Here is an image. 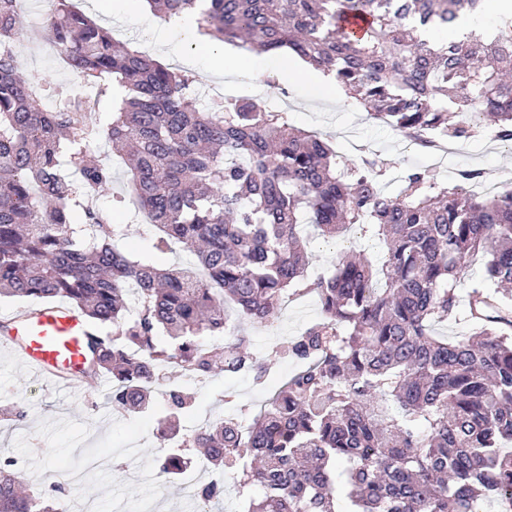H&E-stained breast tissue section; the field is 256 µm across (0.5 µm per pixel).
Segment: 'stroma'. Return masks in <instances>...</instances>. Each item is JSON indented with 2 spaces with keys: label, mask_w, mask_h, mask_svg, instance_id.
Instances as JSON below:
<instances>
[{
  "label": "stroma",
  "mask_w": 512,
  "mask_h": 512,
  "mask_svg": "<svg viewBox=\"0 0 512 512\" xmlns=\"http://www.w3.org/2000/svg\"><path fill=\"white\" fill-rule=\"evenodd\" d=\"M45 2L23 0L22 29L33 34L34 41L16 43L15 56L22 76L40 79L43 98L53 108L78 93L80 87L60 49L44 34L33 31ZM73 4L102 26L120 31L122 41L167 66H175V58L151 41L149 30L159 19L147 6L131 14L121 12L118 0H73ZM269 84L270 91L260 96L251 73L210 82L198 78L191 96L200 106L223 96L257 99L262 107L281 112L291 126L327 138L344 163H355L364 154L383 161L387 172L382 184L391 194L398 192L402 176L410 169L431 170L446 183L455 180L458 170L478 168L495 173L503 189L512 190V147L487 131H480L469 141L453 143L451 153L437 163L426 152L409 149L407 139L371 118L339 87L318 88L299 72L274 75ZM118 102L116 89L106 88L88 112L86 123L91 132V153L112 167L111 185L94 198L121 222L128 206L130 169L112 155L103 136ZM348 246L364 250L376 264L385 255L383 242L361 226H352L337 242L326 241L314 231L308 237L309 274L330 272L337 253ZM319 316L316 298L308 295L282 304L269 322L246 325L250 350L267 368L265 384L254 383L248 373H223L204 384L172 375L165 388L195 394L193 410L181 420L182 432L223 419L228 412L223 403L228 389L237 393L240 404L260 408L294 368L291 361L273 357V347L282 339L300 335ZM111 392L112 380L106 376L93 388L46 386L0 345V409L18 402L26 410L23 420H0V457L16 461L33 494L50 495L55 486L64 487V501L75 502L79 512H197V502L181 479L162 483L156 476L155 461L168 449L157 436L163 396H156L152 410L124 413L113 409Z\"/></svg>",
  "instance_id": "obj_1"
}]
</instances>
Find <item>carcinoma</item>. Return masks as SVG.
Listing matches in <instances>:
<instances>
[{"label": "carcinoma", "mask_w": 512, "mask_h": 512, "mask_svg": "<svg viewBox=\"0 0 512 512\" xmlns=\"http://www.w3.org/2000/svg\"><path fill=\"white\" fill-rule=\"evenodd\" d=\"M157 16L195 14L204 33L244 50L287 48L327 73L369 115L411 141L471 138L481 118L512 142V16L490 40L456 31L485 0H144ZM362 19L356 31L346 19ZM49 39L80 82L108 77L125 94L105 139L133 171L132 204L157 230L154 255L116 241L128 225L83 206L78 186L105 190L112 168L91 158L78 97L42 107L11 49L17 0H0V297L65 301L95 325L88 373L109 375L112 406L144 412L168 369L203 382L266 369L238 314L267 321L289 292L315 294L320 318L274 354L298 365L258 411L178 435L193 397L165 393L164 435L180 436L162 463L176 477L181 449L262 495L244 512H512V191L478 196L464 169L440 184L426 171L395 195L383 164L348 170L322 138L250 100L215 111L188 96L191 80L54 0ZM324 237L366 224L387 251L379 264L341 254L306 274L299 215ZM193 254L164 263L174 246ZM485 259L468 322L478 340L434 334L456 308L461 273ZM25 474L0 459V512H62L26 492ZM225 486L196 495L203 512Z\"/></svg>", "instance_id": "1"}]
</instances>
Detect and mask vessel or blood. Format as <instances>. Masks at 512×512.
<instances>
[{
	"label": "vessel or blood",
	"mask_w": 512,
	"mask_h": 512,
	"mask_svg": "<svg viewBox=\"0 0 512 512\" xmlns=\"http://www.w3.org/2000/svg\"><path fill=\"white\" fill-rule=\"evenodd\" d=\"M94 328L61 303L42 304L0 320V338L42 375L77 387L86 382Z\"/></svg>",
	"instance_id": "1"
}]
</instances>
